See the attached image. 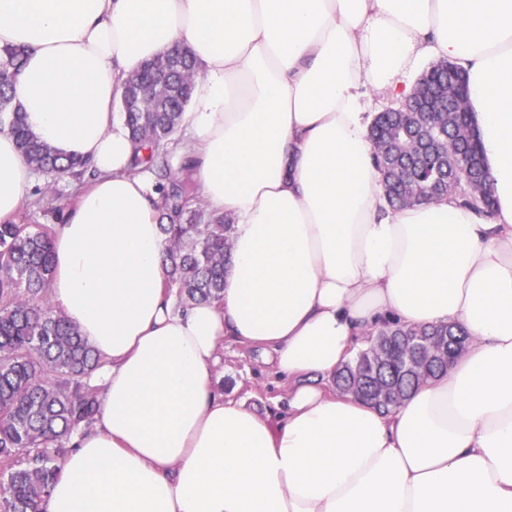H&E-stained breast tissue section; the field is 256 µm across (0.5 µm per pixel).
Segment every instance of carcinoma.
<instances>
[{
    "label": "carcinoma",
    "mask_w": 512,
    "mask_h": 512,
    "mask_svg": "<svg viewBox=\"0 0 512 512\" xmlns=\"http://www.w3.org/2000/svg\"><path fill=\"white\" fill-rule=\"evenodd\" d=\"M23 50L0 51V132L14 137L21 157L33 169L58 177H81L85 163L66 161L28 129L22 112L9 94L19 74ZM187 73L170 72L158 57L145 63L122 86L133 109L122 113L134 139L150 150L158 169V188L168 223L161 225L169 262L166 286L180 303L220 305L224 273L229 263L234 224L224 215L208 214L195 196L188 177L165 168L162 153L177 133L191 98L194 71L188 51H181ZM369 139L378 165L392 163L384 181L391 202L405 206L437 195L461 199L475 208L489 209L488 192L462 197L455 175L466 173L483 183L480 148L469 126L467 88L455 65L440 61L418 80L414 112L378 120ZM441 156L434 177L443 189L434 192L424 178H410L405 168L421 159L423 145ZM52 224H0V512H42V504L73 449L72 433L90 424L97 413L99 391L89 383L101 357L81 336L77 326L47 301L53 263ZM468 340L463 327L444 324L413 327L392 323L366 341V347L347 361L335 376L336 387L364 396L377 380L392 385L398 405L423 383L415 373L389 372L383 358L406 351L424 356L432 340Z\"/></svg>",
    "instance_id": "cac0c4a2"
}]
</instances>
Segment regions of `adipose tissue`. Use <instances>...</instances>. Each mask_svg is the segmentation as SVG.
Listing matches in <instances>:
<instances>
[{"label": "adipose tissue", "instance_id": "adipose-tissue-1", "mask_svg": "<svg viewBox=\"0 0 512 512\" xmlns=\"http://www.w3.org/2000/svg\"><path fill=\"white\" fill-rule=\"evenodd\" d=\"M188 47L176 159L234 224L222 306L165 286L153 173L115 107L127 76ZM30 131L95 172L53 240L50 297L105 359L44 512H512V0H0ZM460 67L491 211L393 209L373 96ZM35 179L0 133V222ZM398 321L462 324L448 370L391 413L336 369ZM288 381L277 421L224 396L220 348Z\"/></svg>", "mask_w": 512, "mask_h": 512}]
</instances>
